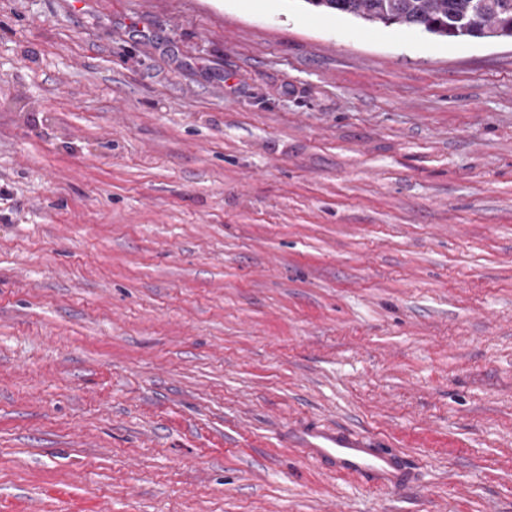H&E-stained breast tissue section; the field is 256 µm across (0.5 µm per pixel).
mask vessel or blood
<instances>
[{
	"label": "vessel or blood",
	"mask_w": 512,
	"mask_h": 512,
	"mask_svg": "<svg viewBox=\"0 0 512 512\" xmlns=\"http://www.w3.org/2000/svg\"><path fill=\"white\" fill-rule=\"evenodd\" d=\"M298 445L307 457L337 474L358 478L373 487L400 488L412 479L401 454L354 431L315 427L300 433Z\"/></svg>",
	"instance_id": "vessel-or-blood-1"
}]
</instances>
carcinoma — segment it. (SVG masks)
Listing matches in <instances>:
<instances>
[{"label": "carcinoma", "instance_id": "cac0c4a2", "mask_svg": "<svg viewBox=\"0 0 512 512\" xmlns=\"http://www.w3.org/2000/svg\"><path fill=\"white\" fill-rule=\"evenodd\" d=\"M312 10L370 27L419 29L447 38L512 39V0H303Z\"/></svg>", "mask_w": 512, "mask_h": 512}]
</instances>
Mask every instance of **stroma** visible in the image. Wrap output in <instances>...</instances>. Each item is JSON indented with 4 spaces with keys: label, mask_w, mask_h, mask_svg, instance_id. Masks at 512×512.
<instances>
[{
    "label": "stroma",
    "mask_w": 512,
    "mask_h": 512,
    "mask_svg": "<svg viewBox=\"0 0 512 512\" xmlns=\"http://www.w3.org/2000/svg\"><path fill=\"white\" fill-rule=\"evenodd\" d=\"M341 426L377 490L294 439ZM512 512V42L302 0H0V512ZM298 446L307 457L325 464L336 474L358 478L373 487H405L412 479L401 454L344 428L303 430L298 437Z\"/></svg>",
    "instance_id": "obj_1"
}]
</instances>
